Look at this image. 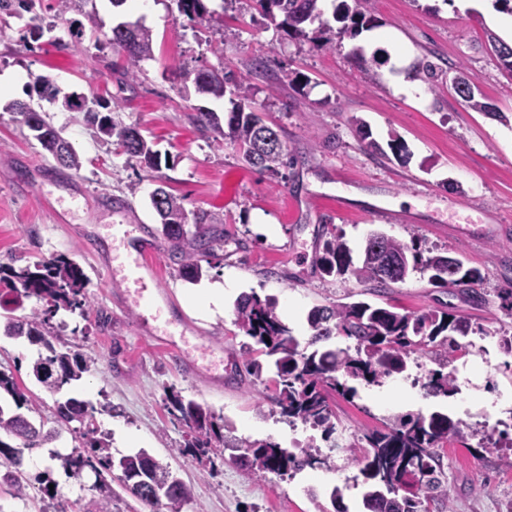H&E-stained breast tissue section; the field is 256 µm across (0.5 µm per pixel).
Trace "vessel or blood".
<instances>
[{
    "mask_svg": "<svg viewBox=\"0 0 512 512\" xmlns=\"http://www.w3.org/2000/svg\"><path fill=\"white\" fill-rule=\"evenodd\" d=\"M112 240L114 246L106 253L103 270L111 279L125 284V299L143 311L149 338L173 352H181L182 346L174 333L181 321L172 310L157 303L152 282L146 275L148 258L154 252L152 239L139 226L116 224L112 227Z\"/></svg>",
    "mask_w": 512,
    "mask_h": 512,
    "instance_id": "b4317fda",
    "label": "vessel or blood"
}]
</instances>
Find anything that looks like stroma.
I'll use <instances>...</instances> for the list:
<instances>
[{"mask_svg": "<svg viewBox=\"0 0 512 512\" xmlns=\"http://www.w3.org/2000/svg\"><path fill=\"white\" fill-rule=\"evenodd\" d=\"M206 6L223 16V24L208 28L190 21L176 0H145L140 7L127 0L118 8L110 0H72L68 21L85 26L77 48L66 23L55 18L57 0H43L36 23L0 12V263L62 253L90 275L88 315L57 316V342L96 360L69 394L110 404V411L97 414V426L132 439L129 449L111 446L113 458L146 451L191 486L193 500L182 512H316L333 487L359 475L365 436L381 428L383 418L406 411L427 415L448 406L446 398L408 381L361 383L352 399L331 393L344 437L343 448L333 455V471L317 464L293 476L260 478L232 463L231 449L186 451L189 430L167 408L170 391L220 416L228 437L284 445L291 426L277 412L269 379L242 368L245 336L235 322L234 299H227L223 315L216 317L191 303L192 284L178 277L173 249L150 204L151 192L162 183L183 197L187 211L203 209L220 220L224 241L204 265V281L231 273L238 293L274 298L279 316L300 340L308 338L306 315L316 305L364 300L407 312L469 314L480 328L473 343L490 355L470 357L460 390L476 400L490 401L495 393L503 400L489 415L464 418L461 437L444 443L443 506L447 512H512V468L481 446L484 435L512 420V377L498 371L503 356L496 346L498 337L512 330L497 295L512 282V73L485 42L486 33L502 32L494 0L479 8L460 7L457 0H371L372 28L343 35L333 49L288 35L241 0H206ZM91 14L98 19L93 27L87 24ZM135 21L151 29L154 50L141 64L140 81L129 84L112 65L116 54L108 39L113 27ZM359 46L376 57L378 81H370L351 60ZM425 57L438 66L437 84L413 70ZM257 59L266 60L267 73H250ZM460 65L474 92L504 112L505 120L473 111L454 92L451 78ZM224 67L247 75L256 111L295 157L287 178L246 166L233 143L214 145L212 133L191 121L200 106L226 119L230 103L185 95L184 72ZM46 73L54 75L61 95L119 103L118 119L138 124L166 158L158 177L147 176L114 146L98 144L90 130L71 123L60 102L31 92L35 78ZM404 81L412 90L401 91ZM16 100L62 128L85 160L81 171L44 158L9 110ZM356 117L385 149L390 134H397L406 155L373 152L352 123ZM61 211L67 214L63 224L57 221ZM121 223L142 225L151 234L155 286L212 349L213 361L229 359L232 373L224 384L195 370L192 352L172 353L144 335L138 310L123 302L122 283L94 277L99 254L110 244L106 227ZM334 230L355 253L368 234L379 231L460 258L483 279L462 290L414 273L386 293L372 294L355 280L321 275L318 247ZM4 324L0 317V370L12 373L31 396V418L49 417L54 398L31 372L39 348L6 336ZM84 446L82 431L65 429L52 449L23 450L18 471L29 481L27 495L15 497L10 486L0 484V512H79L98 476L88 468L68 474L49 452H78ZM47 480L57 486L56 496L45 493Z\"/></svg>", "mask_w": 512, "mask_h": 512, "instance_id": "35a3bbf8", "label": "stroma"}]
</instances>
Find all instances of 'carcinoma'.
<instances>
[{
	"label": "carcinoma",
	"instance_id": "cac0c4a2",
	"mask_svg": "<svg viewBox=\"0 0 512 512\" xmlns=\"http://www.w3.org/2000/svg\"><path fill=\"white\" fill-rule=\"evenodd\" d=\"M255 9L288 35L319 40L322 46L336 47L333 26L324 19V0H253ZM339 0L332 13L333 21L341 24L340 31L356 34L371 24L367 16L368 0ZM179 12L208 26L223 22V18L209 12L204 0H177ZM318 23L309 33L306 25ZM153 33L150 29L134 26V39L127 42L121 28H112L109 44L124 57L122 75L134 81L141 74L140 62L153 55ZM494 54L504 68L512 72V47L494 37L490 40ZM353 62L371 81H376V59L367 58L362 49L351 52ZM462 86L455 88L469 108L495 117L492 104L477 97L469 85L465 67L456 69ZM202 80L200 94L222 99L226 85L234 83L236 102L228 113L226 127H221L215 114L196 108L193 123L214 133V141L221 144L233 142L243 161L261 171L277 177H286L285 171L294 165V156L285 152L283 144L264 147L265 135L279 139L261 115L252 108L250 86L244 78H236L232 71H201L194 80ZM65 106L73 112L72 120L93 130L102 144H115L120 152L131 160L136 158L149 169L161 164L153 142L142 134L136 124L117 122L100 109L109 108L100 101L99 110L88 108L84 98L72 96ZM14 113L38 142L44 154L56 157L65 154L63 167L79 171L83 167L81 156L50 122L33 112L21 102L13 103ZM151 205L160 219L162 234L174 244L178 274L184 280L196 281L201 275L200 262L211 255L213 247L221 239L203 232V225L212 222V216L199 210L193 214V224L183 199L164 188L158 187L151 194ZM440 253L423 255L417 244L408 245L400 240L382 235L376 240L366 239L359 265H354L351 250L342 233L331 234L322 244L316 258L317 265L328 277L343 278L347 275L361 283L371 285L373 291L382 293L390 285L402 282L412 273H430L435 284L465 288L482 279L479 270L466 269L461 261H455L453 270L444 263ZM90 281L82 267L73 259L60 254L42 259L24 267L0 264V308L14 312L24 308V302L33 300L36 306L27 315L8 317L5 332L9 336L25 338L39 345L45 354L32 366V374L45 391L57 395L65 387L80 380L91 371L95 359L68 346L58 349L49 339L54 332L52 320L59 312L85 316L90 307ZM311 334L302 343L276 312L274 299L258 294L245 293L236 303V324L252 343L243 344L242 366L246 372L262 376L264 364L259 357L269 358L274 367L276 388L275 403L279 415L288 423L311 424L321 430L324 439L336 441L338 428L328 395L331 391L353 398L357 388L353 381L368 385L378 384L390 377L406 373L413 355H427L438 365L448 367L456 362L467 363L473 351L462 343L480 329L464 315L445 311H400L394 305L380 306L367 301L320 305L307 315ZM421 387L433 396L451 397L458 391L454 372L431 371ZM13 399L16 410L0 405V478L12 483L16 495H25L26 485L16 474L19 455L24 448H46L60 435L59 427L73 422L87 426L88 454L50 452V458L60 468L73 475H80L84 468L94 472L119 467L121 482L133 475L143 480L142 490L135 497L151 512H181L183 505L192 497L191 489L173 477L168 466L160 463L145 451L125 455L113 460L105 435L97 434L91 426L95 413L108 410V405L93 404L69 396L55 400L54 417L34 423L19 412L26 402L13 377L0 371V391ZM171 413H179L190 429L188 448H241L243 452L234 462L263 477L268 473L291 475L305 467L318 463L329 469L334 467L332 456L317 458L312 454L297 456L280 444L270 440L247 438L227 439L215 416L192 400H185L174 393L167 394ZM461 421L439 410L426 416L422 413L394 412L384 418L383 429L368 436V448L363 451L360 474L362 482L361 504L365 512H422L425 504L444 492L439 473L441 460L436 448L448 439L460 436ZM512 448V436L502 431L489 438L484 446L490 454H500L504 465L512 467V457L502 454ZM82 512H112V498L103 492V484L96 482L89 488Z\"/></svg>",
	"mask_w": 512,
	"mask_h": 512
}]
</instances>
